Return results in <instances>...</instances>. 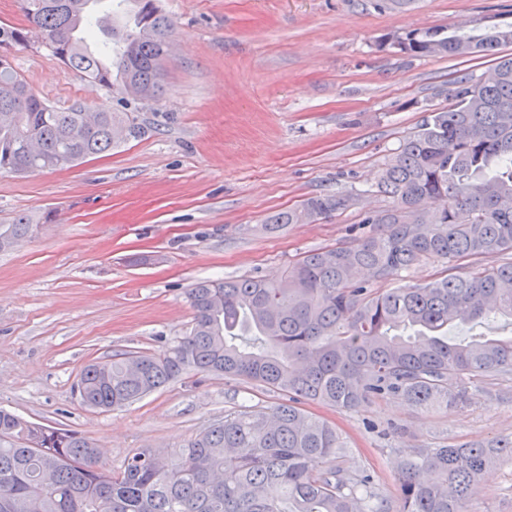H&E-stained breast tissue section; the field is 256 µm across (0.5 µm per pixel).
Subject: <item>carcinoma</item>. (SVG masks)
<instances>
[{
	"mask_svg": "<svg viewBox=\"0 0 512 512\" xmlns=\"http://www.w3.org/2000/svg\"><path fill=\"white\" fill-rule=\"evenodd\" d=\"M24 0L27 25L0 26L14 44L40 29L66 66L136 99L162 91L161 62L173 23L157 0H131L119 27H102L79 4ZM112 38L108 71L82 46ZM394 44L410 57L493 56L488 72L454 82L449 106L433 109L398 148L375 185L392 205L363 219L374 229L311 252L278 279L199 280L186 291L189 333L160 353L86 365L82 403L131 405L190 372L231 377L287 396L273 406L219 419L176 451L139 449L114 472L75 430L0 409V512H387L367 476L335 465L344 448L330 423L301 404L354 410L387 396L418 409L468 403L465 379L512 374V336L448 339V328L488 317L512 320V28L448 37L409 32ZM125 112H62L0 60V171L73 166L135 136ZM342 195L277 213L292 224L344 209ZM50 210L0 224V251L52 221ZM484 259L463 274L381 290L416 265ZM512 458V437L407 454L398 468L397 512H466L484 472Z\"/></svg>",
	"mask_w": 512,
	"mask_h": 512,
	"instance_id": "carcinoma-1",
	"label": "carcinoma"
}]
</instances>
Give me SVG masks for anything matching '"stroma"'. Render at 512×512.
I'll return each mask as SVG.
<instances>
[{"instance_id": "obj_1", "label": "stroma", "mask_w": 512, "mask_h": 512, "mask_svg": "<svg viewBox=\"0 0 512 512\" xmlns=\"http://www.w3.org/2000/svg\"><path fill=\"white\" fill-rule=\"evenodd\" d=\"M172 19L163 88L124 99L43 47L9 50L49 105L110 109L141 132L77 166L0 172V224L49 209L52 223L0 252V408L93 439L120 470L139 448L175 451L224 415L273 406L281 393L188 375L132 405L86 407L75 385L92 360L161 352L189 332L192 283L279 276L305 254L352 241L389 207L370 193L426 111L490 58H411L414 30L512 26V0H160ZM344 194L345 209L274 226L308 198ZM462 408L421 410L399 397L353 411L308 404L398 504L394 463L418 448L512 435V375L468 381ZM468 512H512V460L486 474Z\"/></svg>"}]
</instances>
